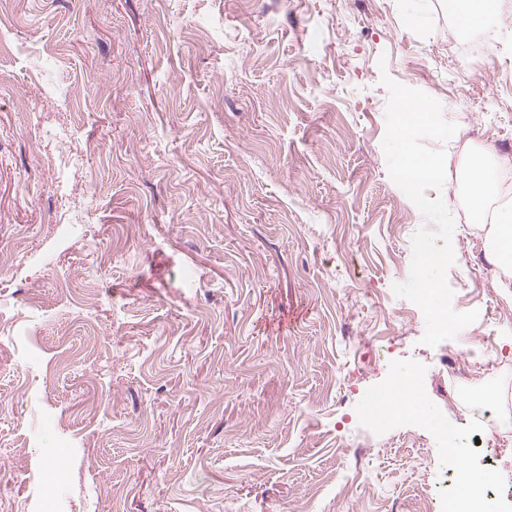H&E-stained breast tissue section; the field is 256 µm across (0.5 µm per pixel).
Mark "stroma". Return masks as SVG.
I'll list each match as a JSON object with an SVG mask.
<instances>
[{
	"instance_id": "stroma-1",
	"label": "stroma",
	"mask_w": 512,
	"mask_h": 512,
	"mask_svg": "<svg viewBox=\"0 0 512 512\" xmlns=\"http://www.w3.org/2000/svg\"><path fill=\"white\" fill-rule=\"evenodd\" d=\"M0 8V512H442L423 404L512 500L449 379L491 361L512 440V271L463 216L468 150L512 180V22L443 0H8ZM458 130L442 190L465 333L392 286L428 221L391 180L382 75Z\"/></svg>"
}]
</instances>
